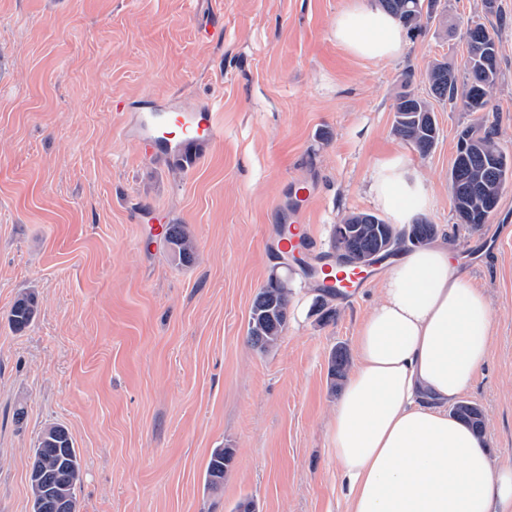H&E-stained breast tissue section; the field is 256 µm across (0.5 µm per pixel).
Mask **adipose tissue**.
Wrapping results in <instances>:
<instances>
[{
	"instance_id": "ef3b65f1",
	"label": "adipose tissue",
	"mask_w": 512,
	"mask_h": 512,
	"mask_svg": "<svg viewBox=\"0 0 512 512\" xmlns=\"http://www.w3.org/2000/svg\"><path fill=\"white\" fill-rule=\"evenodd\" d=\"M334 35L365 60L394 58L406 43L398 19L370 0H350ZM370 190L397 224L430 203L397 159L379 167ZM492 339L489 299L447 242L399 254L359 324L356 362L329 421L342 512H512V465L493 466L448 410L473 387Z\"/></svg>"
}]
</instances>
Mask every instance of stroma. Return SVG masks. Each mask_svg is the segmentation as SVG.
Returning <instances> with one entry per match:
<instances>
[{"label": "stroma", "instance_id": "1", "mask_svg": "<svg viewBox=\"0 0 512 512\" xmlns=\"http://www.w3.org/2000/svg\"><path fill=\"white\" fill-rule=\"evenodd\" d=\"M347 2L0 0V512H31L29 462L52 424L80 455L79 512H233L246 498L259 512H341L328 362L353 349L386 268L357 297L324 298L273 239L299 182L303 222L330 250L344 215L378 212L369 185L391 157L418 175L423 218L490 300L492 349L464 398L486 415L494 465H512V182L480 230L457 228L448 172L473 114L434 103L423 158L393 127L403 74L427 94L429 67L460 66L482 23L499 41L490 120L512 155V0L493 14L444 0L443 23L379 61L337 45ZM207 107L223 137L193 167L136 152L141 114ZM158 222L186 225L191 266L153 236ZM283 267L288 328L261 352L250 307ZM25 292L38 312L19 333L8 315ZM217 448L235 456L212 489Z\"/></svg>", "mask_w": 512, "mask_h": 512}]
</instances>
